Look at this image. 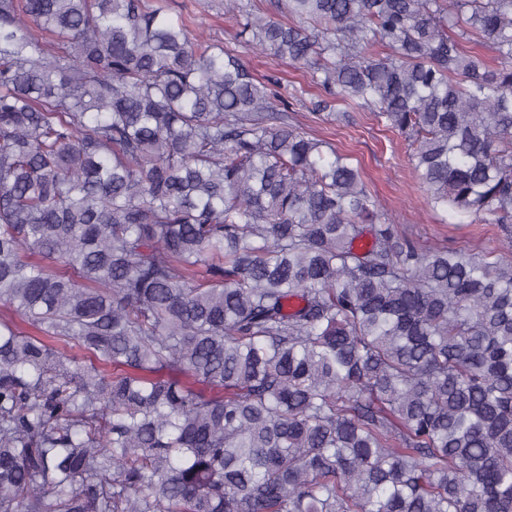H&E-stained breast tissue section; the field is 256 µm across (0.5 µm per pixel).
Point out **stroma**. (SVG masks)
I'll return each instance as SVG.
<instances>
[{"instance_id": "1", "label": "stroma", "mask_w": 512, "mask_h": 512, "mask_svg": "<svg viewBox=\"0 0 512 512\" xmlns=\"http://www.w3.org/2000/svg\"><path fill=\"white\" fill-rule=\"evenodd\" d=\"M142 2L189 20L194 35L223 44L256 76L275 81L285 123L349 155L361 167L363 180L383 211L419 245L464 249L512 265V249L504 248L498 225L473 222L428 203L412 168L407 140L378 122L372 112L340 105L331 120L316 119L310 104L314 88L305 68L260 54L241 36L236 21L225 15V0Z\"/></svg>"}]
</instances>
